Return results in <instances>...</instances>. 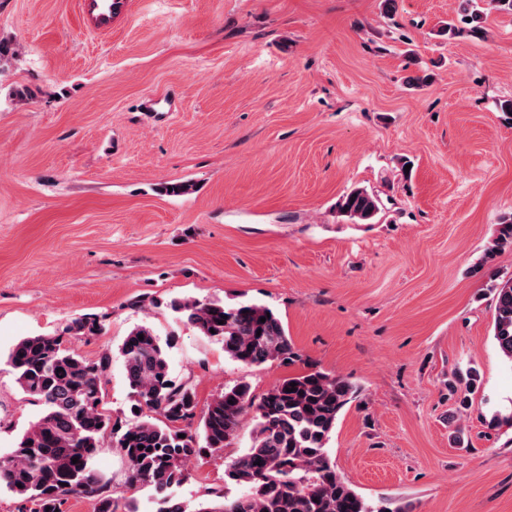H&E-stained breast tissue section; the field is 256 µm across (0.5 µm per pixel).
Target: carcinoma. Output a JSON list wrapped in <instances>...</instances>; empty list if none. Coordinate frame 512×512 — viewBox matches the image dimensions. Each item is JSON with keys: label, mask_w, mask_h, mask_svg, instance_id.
<instances>
[{"label": "carcinoma", "mask_w": 512, "mask_h": 512, "mask_svg": "<svg viewBox=\"0 0 512 512\" xmlns=\"http://www.w3.org/2000/svg\"><path fill=\"white\" fill-rule=\"evenodd\" d=\"M457 16L439 33H483L485 12L479 0H462ZM335 208L353 224H371L382 211L379 196L365 188L342 195ZM506 247L512 248V213L500 217L486 260ZM492 291L493 337L512 363V279L493 285ZM150 304L165 307L221 343L224 354L244 366L290 367L301 361L283 321L266 305L179 297ZM100 330L97 317L84 315L66 327L65 335L24 337L7 354L22 392L43 407L14 448L0 453V489L18 499V512H64L71 496L95 499L96 512H120L111 480L96 468L98 455L109 445L125 459L127 484L153 490L156 512H386L369 505L336 472L326 448L340 412L358 396L355 383L310 368L278 381L257 398L247 383L238 382L214 397L199 418L192 385L170 377V343L151 327L138 325L118 348L138 412L114 419L104 409L112 353L87 360L66 346L67 335L90 336ZM292 383L296 390L286 391ZM246 417L252 422L249 444L225 470L227 481L242 492L218 495L188 510L174 496L186 480V464L227 448ZM74 458L78 463H72Z\"/></svg>", "instance_id": "cac0c4a2"}]
</instances>
